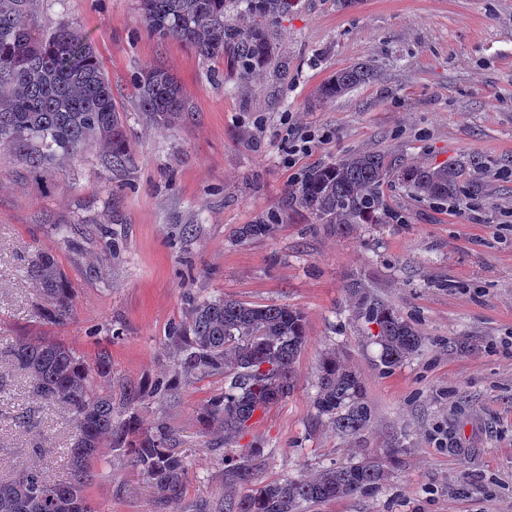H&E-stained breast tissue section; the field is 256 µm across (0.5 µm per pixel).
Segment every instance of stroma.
<instances>
[{"mask_svg": "<svg viewBox=\"0 0 512 512\" xmlns=\"http://www.w3.org/2000/svg\"><path fill=\"white\" fill-rule=\"evenodd\" d=\"M62 21L92 43L134 163L113 171L94 148L31 170L0 152V475L24 464L67 476L68 414L12 365L16 340L54 337L88 360L105 349L113 388L151 384L172 368L186 295H221L306 317L294 392L239 442L268 450L265 481L398 448L377 493L307 512H512V0H297L276 27L273 64L255 79L160 42L136 0H32L36 31ZM362 62L372 80L318 98L336 72ZM153 65L194 109L172 131L137 108L134 79ZM357 151L429 166L476 156L484 190L459 205L411 196L392 177L385 221L349 228L313 223L290 203L309 170ZM259 220L273 233L241 240L240 228ZM61 224L82 232L64 239ZM42 248L75 288L62 326L40 318L24 274ZM357 277L425 338L387 373L349 311L346 287ZM331 351L360 372L372 409L371 425L350 438L312 406L318 361ZM223 390V376L199 378L140 412L144 425L170 423L192 466L182 512H215L224 496V435L201 434L196 421ZM20 413L23 428L13 421ZM87 494L98 512H158L155 490L122 457Z\"/></svg>", "mask_w": 512, "mask_h": 512, "instance_id": "obj_1", "label": "stroma"}]
</instances>
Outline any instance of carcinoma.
<instances>
[{"label":"carcinoma","mask_w":512,"mask_h":512,"mask_svg":"<svg viewBox=\"0 0 512 512\" xmlns=\"http://www.w3.org/2000/svg\"><path fill=\"white\" fill-rule=\"evenodd\" d=\"M30 7L31 0H0V149L39 168L98 147L112 169H129L133 150L124 116L90 41L67 23L37 34L27 23ZM137 7L160 41H177L205 60L225 56L227 65L248 79L271 62L269 25L288 15L293 0H137ZM230 9L235 11L231 19ZM373 77L371 66L354 65L328 79L319 96L334 99ZM135 97L148 121L169 129L192 112L183 87L160 66L139 73ZM480 167V160L472 157L438 167L405 164L396 169L381 153L359 152L312 170L289 195L317 224H381L385 210L380 190L391 174L417 197L461 203L482 191L483 184L471 175ZM273 229L263 221L247 224L240 237L259 239ZM26 275L40 288L42 319L54 326L66 324L73 314L75 288L53 252H34ZM347 292L352 315L380 327L374 341L382 369L397 367L421 349V332L375 297L364 281L352 280ZM171 341L176 355L170 378L154 386H124L117 400L112 389L102 386L112 377L108 352L88 361L53 338L15 343L11 362L27 376L36 396L68 408L73 431L67 478L53 481L35 467L0 477V512H98L86 488L98 471L111 465L106 448L127 458L161 492L160 508L177 512L190 466L175 448L173 429L164 421L143 427L140 408L194 378L222 375L224 392L199 408L197 421L201 433L217 428L224 431V444L236 442L257 412L294 391L295 363L307 343L305 317L288 305L205 298L192 302L187 321ZM313 408L344 436L360 433L372 420L361 375L334 352L319 360ZM397 453L387 448L380 456L366 454L314 475L266 482L264 449L242 448L222 459L220 512H303L310 504L371 494L399 463Z\"/></svg>","instance_id":"cac0c4a2"}]
</instances>
